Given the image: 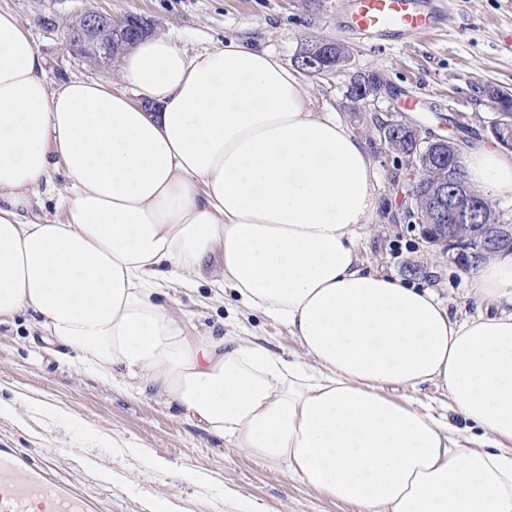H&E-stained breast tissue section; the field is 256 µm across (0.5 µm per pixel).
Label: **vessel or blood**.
I'll return each mask as SVG.
<instances>
[{
	"label": "vessel or blood",
	"mask_w": 512,
	"mask_h": 512,
	"mask_svg": "<svg viewBox=\"0 0 512 512\" xmlns=\"http://www.w3.org/2000/svg\"><path fill=\"white\" fill-rule=\"evenodd\" d=\"M347 26L369 38L404 30L430 32L440 22L438 0H348ZM0 512H97L80 491L56 482L49 463L37 464L0 446Z\"/></svg>",
	"instance_id": "vessel-or-blood-1"
}]
</instances>
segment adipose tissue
<instances>
[{"label":"adipose tissue","mask_w":512,"mask_h":512,"mask_svg":"<svg viewBox=\"0 0 512 512\" xmlns=\"http://www.w3.org/2000/svg\"><path fill=\"white\" fill-rule=\"evenodd\" d=\"M119 80L48 88L0 12V324L25 319L102 380L355 512H512V253L478 262L464 319L363 269L368 144L267 52L232 39L191 56L152 36ZM58 161L63 220L26 219ZM462 171L484 198L512 197V153L480 145ZM207 262L304 360L232 329L187 336L164 286ZM427 383L447 417L399 394Z\"/></svg>","instance_id":"ef3b65f1"}]
</instances>
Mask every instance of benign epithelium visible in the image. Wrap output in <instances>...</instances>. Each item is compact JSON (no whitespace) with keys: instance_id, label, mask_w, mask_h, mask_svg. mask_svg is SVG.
<instances>
[{"instance_id":"benign-epithelium-1","label":"benign epithelium","mask_w":512,"mask_h":512,"mask_svg":"<svg viewBox=\"0 0 512 512\" xmlns=\"http://www.w3.org/2000/svg\"><path fill=\"white\" fill-rule=\"evenodd\" d=\"M151 24L141 16L128 14L120 20L112 15L99 11H88L80 14L67 28L68 44L71 50L84 57H109L112 55V37L124 40L126 45L133 46L139 40L151 35ZM407 216L417 224H424L423 219L415 211L414 206L407 208ZM426 225V224H424ZM455 224H428L423 231V239L431 246L441 242L459 245L457 255L467 251L480 255V258L502 252L500 239L512 235L511 224H498L490 235L473 239L457 234Z\"/></svg>"}]
</instances>
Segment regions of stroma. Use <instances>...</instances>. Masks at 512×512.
<instances>
[{
    "label": "stroma",
    "instance_id": "obj_1",
    "mask_svg": "<svg viewBox=\"0 0 512 512\" xmlns=\"http://www.w3.org/2000/svg\"><path fill=\"white\" fill-rule=\"evenodd\" d=\"M345 0H0L45 60L48 85L70 77L115 79L118 65L71 53L64 19L84 11L146 18L154 33L197 55L236 38L293 66L307 40L332 39L350 58L335 74L305 77L311 107L336 113L357 135L370 115L418 126L423 137L448 136L459 151L492 141L498 109L483 85L512 89V0H443L439 28L369 39L344 23ZM379 73L392 94L357 112L354 78ZM377 208L359 231L364 268L434 288L457 317L473 308L469 276L455 250L427 247L420 225L404 215L409 181L402 158L373 142ZM212 269L195 288H167L171 308L191 333L243 335L285 356L302 349L288 326L244 307L232 291L217 293ZM0 444L34 462L51 460L56 478L75 485L103 512H353L251 454L226 447L162 398L140 395L86 372L48 336L22 320L0 325Z\"/></svg>",
    "mask_w": 512,
    "mask_h": 512
}]
</instances>
